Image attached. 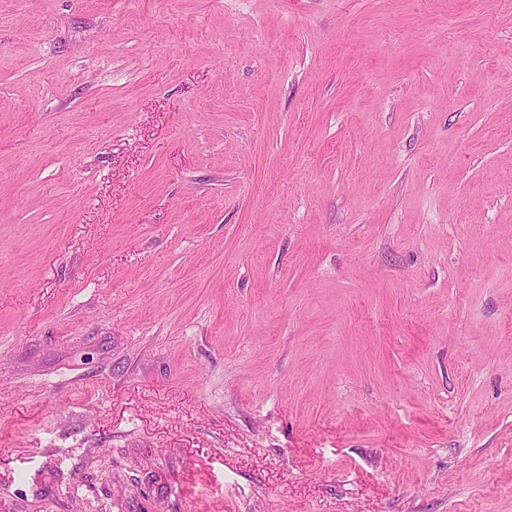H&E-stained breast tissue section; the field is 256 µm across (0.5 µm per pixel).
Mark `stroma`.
<instances>
[{"mask_svg": "<svg viewBox=\"0 0 512 512\" xmlns=\"http://www.w3.org/2000/svg\"><path fill=\"white\" fill-rule=\"evenodd\" d=\"M0 512H512V0H0Z\"/></svg>", "mask_w": 512, "mask_h": 512, "instance_id": "stroma-1", "label": "stroma"}]
</instances>
